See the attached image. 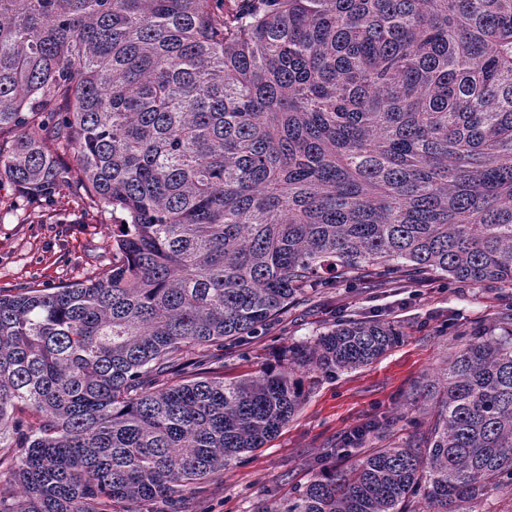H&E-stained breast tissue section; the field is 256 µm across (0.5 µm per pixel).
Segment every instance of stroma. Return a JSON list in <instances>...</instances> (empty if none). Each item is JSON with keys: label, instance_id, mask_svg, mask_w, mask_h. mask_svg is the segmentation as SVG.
<instances>
[{"label": "stroma", "instance_id": "obj_1", "mask_svg": "<svg viewBox=\"0 0 512 512\" xmlns=\"http://www.w3.org/2000/svg\"><path fill=\"white\" fill-rule=\"evenodd\" d=\"M112 214L86 197L56 201L20 198L0 185V288L45 286L100 275L111 261ZM512 290L445 279L392 288L376 279L359 287L325 288L288 310L267 333L241 347L208 351L225 377L257 375L288 344L308 340L336 317L382 318L398 323L402 342L365 367L317 377L296 415L264 447L215 474L192 495V512H253L258 502L285 498L313 476L321 448L338 444L355 427L397 417L408 438L418 405L412 392L434 380L455 348L454 337L473 324L496 320Z\"/></svg>", "mask_w": 512, "mask_h": 512}]
</instances>
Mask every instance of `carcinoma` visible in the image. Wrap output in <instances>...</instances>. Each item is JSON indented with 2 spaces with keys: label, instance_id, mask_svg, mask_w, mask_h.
<instances>
[{
  "label": "carcinoma",
  "instance_id": "obj_1",
  "mask_svg": "<svg viewBox=\"0 0 512 512\" xmlns=\"http://www.w3.org/2000/svg\"><path fill=\"white\" fill-rule=\"evenodd\" d=\"M3 180L118 224L105 273L0 289V512H182L403 331L338 320L238 379L203 352L338 282L512 288V0H0ZM457 342L413 438L358 427L255 512L512 491V329Z\"/></svg>",
  "mask_w": 512,
  "mask_h": 512
}]
</instances>
